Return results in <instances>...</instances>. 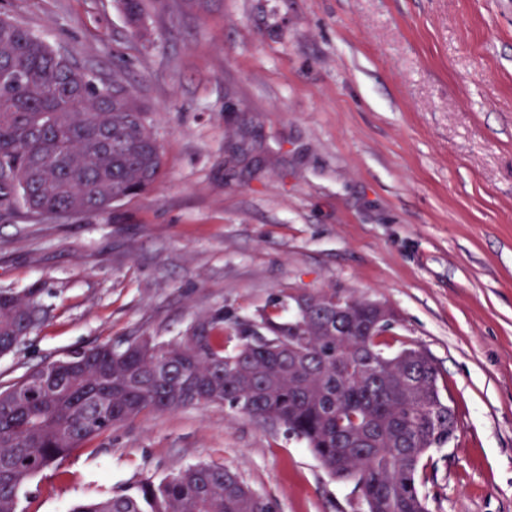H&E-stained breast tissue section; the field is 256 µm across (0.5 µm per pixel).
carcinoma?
Here are the masks:
<instances>
[{"label":"carcinoma","instance_id":"1","mask_svg":"<svg viewBox=\"0 0 512 512\" xmlns=\"http://www.w3.org/2000/svg\"><path fill=\"white\" fill-rule=\"evenodd\" d=\"M141 30L145 0H120ZM39 35L0 17V210L98 214L162 176L147 112ZM330 288L272 298L247 317L219 308L168 341L136 336L38 365L0 384V512H21L24 487L72 449L150 412L224 403L302 439L335 478L355 482L367 512H427L420 477L453 437L441 373L420 346L387 352L391 324L342 294L341 329L318 300ZM42 289H0V356L50 310ZM71 512H274L219 463L182 467Z\"/></svg>","mask_w":512,"mask_h":512}]
</instances>
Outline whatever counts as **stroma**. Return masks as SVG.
Masks as SVG:
<instances>
[{
    "instance_id": "1",
    "label": "stroma",
    "mask_w": 512,
    "mask_h": 512,
    "mask_svg": "<svg viewBox=\"0 0 512 512\" xmlns=\"http://www.w3.org/2000/svg\"><path fill=\"white\" fill-rule=\"evenodd\" d=\"M0 13L148 112L163 177L98 215L0 216V288L52 317L0 383L108 340L180 335L219 307L336 288L393 307L458 428L428 512H512V0H0ZM235 470L277 512H365L278 424L224 404L146 413L21 496L70 512L178 468Z\"/></svg>"
}]
</instances>
